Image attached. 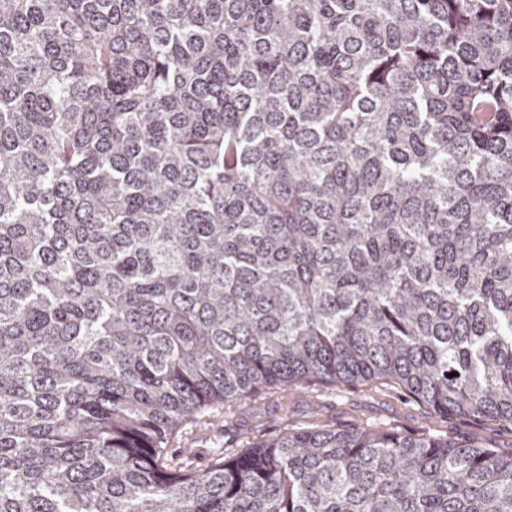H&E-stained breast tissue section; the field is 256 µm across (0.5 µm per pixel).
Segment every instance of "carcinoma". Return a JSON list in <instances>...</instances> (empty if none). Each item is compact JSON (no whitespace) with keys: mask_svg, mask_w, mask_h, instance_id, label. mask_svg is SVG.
Masks as SVG:
<instances>
[{"mask_svg":"<svg viewBox=\"0 0 512 512\" xmlns=\"http://www.w3.org/2000/svg\"><path fill=\"white\" fill-rule=\"evenodd\" d=\"M512 425V0H0V512H512V451L172 434L284 384Z\"/></svg>","mask_w":512,"mask_h":512,"instance_id":"obj_1","label":"carcinoma"}]
</instances>
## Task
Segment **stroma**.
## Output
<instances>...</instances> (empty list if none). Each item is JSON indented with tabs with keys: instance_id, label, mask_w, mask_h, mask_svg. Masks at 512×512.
Returning <instances> with one entry per match:
<instances>
[{
	"instance_id": "obj_1",
	"label": "stroma",
	"mask_w": 512,
	"mask_h": 512,
	"mask_svg": "<svg viewBox=\"0 0 512 512\" xmlns=\"http://www.w3.org/2000/svg\"><path fill=\"white\" fill-rule=\"evenodd\" d=\"M303 422L327 428L351 429L370 422L386 423L403 433L432 428L461 442H474L508 452L512 429L452 415L441 418L426 406L406 400L399 393H375L361 385L330 387L321 384L291 385L223 405L212 426L197 425L189 434H175L170 453L197 449L194 463L205 467L211 448L227 443L244 444L286 433Z\"/></svg>"
}]
</instances>
